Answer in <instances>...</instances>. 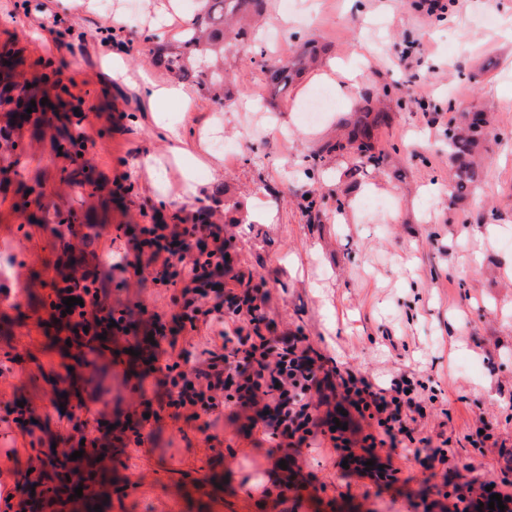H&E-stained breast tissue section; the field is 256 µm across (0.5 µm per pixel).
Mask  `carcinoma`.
Returning a JSON list of instances; mask_svg holds the SVG:
<instances>
[{
    "instance_id": "carcinoma-1",
    "label": "carcinoma",
    "mask_w": 512,
    "mask_h": 512,
    "mask_svg": "<svg viewBox=\"0 0 512 512\" xmlns=\"http://www.w3.org/2000/svg\"><path fill=\"white\" fill-rule=\"evenodd\" d=\"M199 12L191 24L182 29L175 43L160 48L153 56V63L164 69L170 76L188 81L207 93L211 101L222 108L231 99L224 75V52L234 42L248 38L250 22L263 14L266 0H198ZM317 60L316 47L305 48L294 60L273 65H262L268 85L275 91L288 86L309 64ZM21 64L19 51L11 46L0 48V139L9 143L11 132L30 121L44 122L46 111L27 113L31 102L43 100L45 91L21 80L17 67ZM364 115L353 125L348 142L358 143L360 154L369 161L378 157L372 153L370 143L374 128L385 123L387 113L370 108L363 109ZM462 127L448 131V149L455 161L453 172V193L457 196L467 191L479 177V168L472 161L475 148L484 138L483 121L480 113L462 110Z\"/></svg>"
}]
</instances>
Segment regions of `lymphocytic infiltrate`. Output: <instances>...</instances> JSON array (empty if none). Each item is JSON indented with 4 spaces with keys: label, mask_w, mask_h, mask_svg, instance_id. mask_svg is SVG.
<instances>
[{
    "label": "lymphocytic infiltrate",
    "mask_w": 512,
    "mask_h": 512,
    "mask_svg": "<svg viewBox=\"0 0 512 512\" xmlns=\"http://www.w3.org/2000/svg\"><path fill=\"white\" fill-rule=\"evenodd\" d=\"M129 258L114 263L116 271H140L155 265L156 285L181 284L176 304L182 323L191 331L206 327L209 334L199 357L177 339L165 336L160 318H153L155 345L152 368L156 382L167 390L165 405L175 420L198 422L206 431L224 408V392L234 389L236 403L256 411V423L271 438L288 440L290 446L308 443L317 423L308 399L320 388L325 363L304 337L263 335L265 297L257 289L225 291L224 236L212 224H144L129 241ZM49 303L51 317H62L78 349L98 354L106 340L125 335V326H114L115 312L99 270L72 267L53 282ZM77 298L70 313L59 303ZM345 401L358 414L375 419L387 434H406L408 422L423 407L412 381L400 379L390 388L367 378L341 380Z\"/></svg>",
    "instance_id": "f902f5d3"
}]
</instances>
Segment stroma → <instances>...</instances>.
<instances>
[{
  "label": "stroma",
  "mask_w": 512,
  "mask_h": 512,
  "mask_svg": "<svg viewBox=\"0 0 512 512\" xmlns=\"http://www.w3.org/2000/svg\"><path fill=\"white\" fill-rule=\"evenodd\" d=\"M443 2L446 11L431 14L424 0H295L290 11L268 0L250 41L224 55L233 99L216 126L215 106L198 87L189 102L152 107L106 72L112 27L130 71L171 84L152 56L192 13L177 11L158 31L153 21L169 0H112L108 12L96 0H0V45L19 49L28 81L58 71L92 142L82 167L57 150L58 132L23 127L13 133L24 144L20 161L0 177V259L13 258L0 291V369L19 373L0 418L9 402L34 408V452L47 462L39 494L23 489L25 506L12 512H89L93 503L102 512H448L477 505L474 479L512 493V0ZM310 42L322 48L316 65L274 93L262 64ZM320 89L334 93L331 112L299 125V109ZM367 104L388 114L374 132L377 162L352 146L324 153ZM469 104L483 112L489 135L478 149L483 177L458 198L447 133L458 106ZM164 124L180 127L190 167L174 161ZM209 125L241 149L217 153L201 143ZM150 156L167 170L162 182L149 177ZM189 175L204 193L184 195ZM306 191L314 209L304 207ZM39 196L100 233L95 254L104 266L138 225L189 224L204 207L222 212L229 272L267 296L263 334L307 337L345 377L385 385L415 374L434 398H422L411 437L391 445L376 421L348 411L324 383L331 403L317 413L320 435L281 450L232 402L218 444L208 445L196 424L161 408L159 388L136 438L128 417L151 370L152 332L137 308L158 313L167 335L185 337L173 319L181 288L153 286L149 268L131 283L113 273L107 289L128 333L94 356L73 387L61 384L76 349L48 303L71 253L38 223ZM371 198L383 207L366 209ZM228 200L235 209L225 210ZM239 215L246 223H236ZM83 405L106 421L96 446L73 462L94 491L89 503L68 497L51 463L53 444ZM483 426L492 439L479 445ZM412 439L447 446L445 464L427 468L407 452Z\"/></svg>",
  "instance_id": "1"
}]
</instances>
